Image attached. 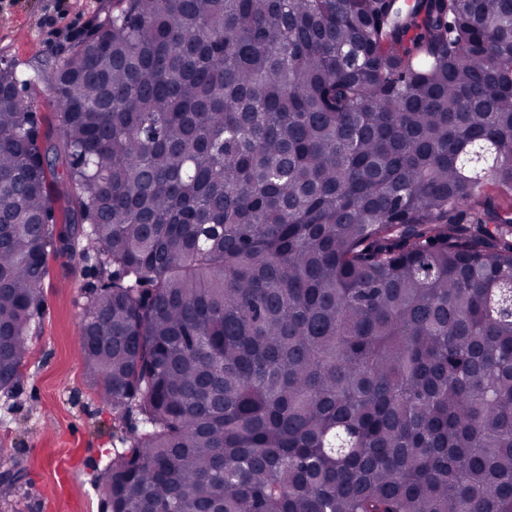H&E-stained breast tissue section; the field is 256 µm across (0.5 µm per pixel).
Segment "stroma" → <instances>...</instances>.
<instances>
[{
  "mask_svg": "<svg viewBox=\"0 0 512 512\" xmlns=\"http://www.w3.org/2000/svg\"><path fill=\"white\" fill-rule=\"evenodd\" d=\"M112 10V0H0V62L32 78L41 129L54 124L55 96L35 73L48 70ZM78 240V258L49 260L44 303L34 314L23 378L0 392V447L20 480L0 491V512H103L97 478L137 417L115 427L112 408L80 356L83 309L100 284Z\"/></svg>",
  "mask_w": 512,
  "mask_h": 512,
  "instance_id": "stroma-1",
  "label": "stroma"
}]
</instances>
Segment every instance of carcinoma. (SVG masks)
<instances>
[{
  "instance_id": "carcinoma-1",
  "label": "carcinoma",
  "mask_w": 512,
  "mask_h": 512,
  "mask_svg": "<svg viewBox=\"0 0 512 512\" xmlns=\"http://www.w3.org/2000/svg\"><path fill=\"white\" fill-rule=\"evenodd\" d=\"M41 78L43 133L0 67V392L88 240L112 512H512V0H115ZM29 94L32 96L33 110L36 112L40 131L43 132L54 125V93L46 82L36 80L32 83Z\"/></svg>"
}]
</instances>
